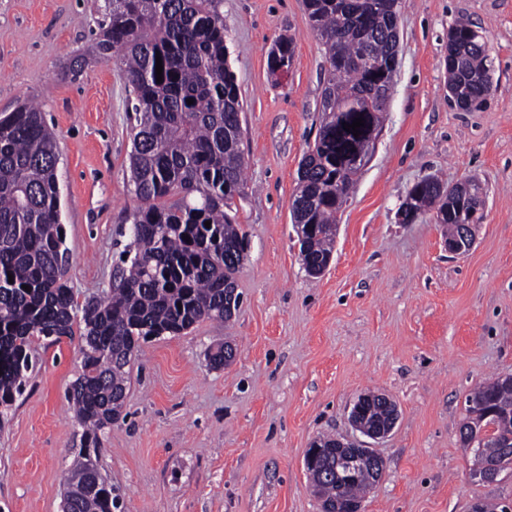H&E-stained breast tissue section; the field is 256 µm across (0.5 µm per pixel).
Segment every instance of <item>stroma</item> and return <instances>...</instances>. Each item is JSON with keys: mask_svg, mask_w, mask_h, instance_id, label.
<instances>
[{"mask_svg": "<svg viewBox=\"0 0 512 512\" xmlns=\"http://www.w3.org/2000/svg\"><path fill=\"white\" fill-rule=\"evenodd\" d=\"M106 0H0V113L36 103L58 143L65 246L77 301L112 286L137 200L129 183V92L91 53ZM241 114L248 250L229 322L203 320L142 342L99 464L117 512H322L304 468L322 435L356 438L359 395H389L392 434L364 512H471L512 502V470L469 474L466 397L512 374V0H407L398 68L375 150L338 214L333 259L309 277L292 226L299 163L322 117L328 63L305 0H223ZM468 19L492 62L485 109L448 98V29ZM294 41L285 78L268 54ZM435 175L473 179L485 219L454 256L431 214L398 220L408 190ZM231 343L235 359L208 355ZM80 338L33 339L34 367L0 429V512H61L82 428L67 399Z\"/></svg>", "mask_w": 512, "mask_h": 512, "instance_id": "35a3bbf8", "label": "stroma"}]
</instances>
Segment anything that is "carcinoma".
<instances>
[{"mask_svg": "<svg viewBox=\"0 0 512 512\" xmlns=\"http://www.w3.org/2000/svg\"><path fill=\"white\" fill-rule=\"evenodd\" d=\"M222 5L108 0L94 49L103 60L122 53L120 76L134 112L130 182L139 205L129 215L126 258L102 298L80 305L68 284L53 132L34 105L0 113V407L9 409L23 392L34 337L59 342L82 326L83 367L68 400L83 433L64 495V502L76 501L77 512L116 508L112 483L98 463L99 432L122 413L127 369L139 342L233 316L224 307V292L235 284L242 261L245 234L234 206L246 183L243 104L227 60ZM306 6L329 69L323 122L299 166L292 216L293 223L310 225L307 257L317 260L333 252L337 214L381 130L397 72L403 0H306ZM277 46L272 71L290 67L293 59L292 39L282 38ZM444 67L448 97L463 110L482 108L492 83L486 45L471 24L448 28ZM356 118L365 120L357 137L343 129ZM402 205L404 223L432 211L436 223L447 227V238L457 239L463 225L482 222L485 200L473 182L450 187L429 176L411 187ZM466 403L469 413L497 410L495 429L478 450L501 457L512 447V385L491 379ZM386 413L375 402L361 421L374 427ZM319 441L326 449L314 472V493L332 506L363 498L369 468L351 482L337 480L334 439Z\"/></svg>", "mask_w": 512, "mask_h": 512, "instance_id": "cac0c4a2", "label": "carcinoma"}]
</instances>
